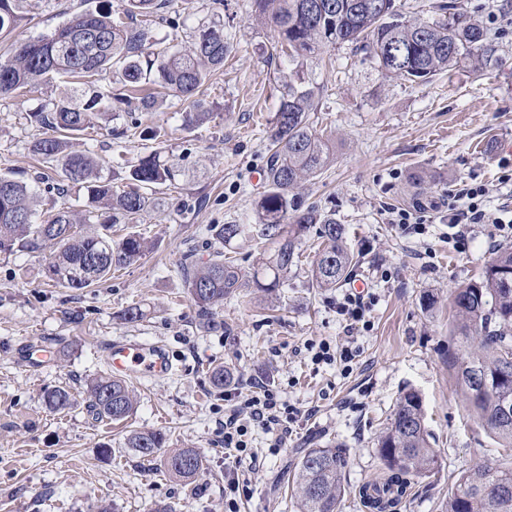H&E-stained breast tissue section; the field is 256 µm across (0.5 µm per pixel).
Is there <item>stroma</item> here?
<instances>
[{
	"mask_svg": "<svg viewBox=\"0 0 512 512\" xmlns=\"http://www.w3.org/2000/svg\"><path fill=\"white\" fill-rule=\"evenodd\" d=\"M210 2L172 0L166 20L154 24L162 37L186 16H211L232 35L223 69L203 87L210 119L184 126L182 103L116 112L96 136L99 154L113 163L114 188L127 183L122 158L152 146L132 131L135 122L162 128L166 149L196 174L180 188H157L161 206L135 226L151 251L85 291L51 286L42 255H0V512H98L102 505L109 512H150L157 501L172 512H226L224 488L234 478L247 483L236 497L239 512H296L283 478L305 449L330 442L349 454L343 512H363L356 491L382 473L378 437L408 389L422 397L438 466L416 480L399 512H444L462 474L482 464H512V453L468 416L448 372V351L457 343L451 291L482 276L498 248L512 246V234L495 225L470 224L460 248L448 226V203L463 182L486 188L487 210L512 207V189L501 181L512 174V0H460L464 9H478L495 40L497 64L478 70L465 65L416 85L382 77L350 45L304 60L306 83L320 90L314 120L335 155L299 193L345 225L346 246L359 262L339 287L316 288L317 238L307 234L301 264L274 298L258 291L249 303L225 298L218 327L205 331L178 265L190 252L208 256L211 226L252 215L265 190L252 175L264 167L268 120L289 73L248 0H224L216 13ZM84 8L83 0H22L16 36L54 32ZM502 27L509 34L501 39ZM68 89L57 82L0 98V174L56 181L55 171L28 152L36 129L27 114ZM401 209L424 213V233L393 223ZM358 285L370 304L369 326L350 334L336 301ZM429 294L437 299L430 309ZM134 304L145 318L123 321ZM118 339L162 344L175 369L135 382L136 409L115 423L94 416L84 391L90 379L108 373L103 344ZM26 341L50 353L38 371L21 364ZM323 341L352 348L350 370L313 361L311 348ZM217 365L231 374L221 387L211 377ZM252 378L265 379L298 417L281 440L252 429L251 451L237 459L224 446V412ZM57 386L75 395L61 413L43 400ZM132 430H159L168 447L196 449L202 474L189 483L170 478L163 455L147 462L128 448ZM104 447L109 456L101 455Z\"/></svg>",
	"mask_w": 512,
	"mask_h": 512,
	"instance_id": "obj_1",
	"label": "stroma"
}]
</instances>
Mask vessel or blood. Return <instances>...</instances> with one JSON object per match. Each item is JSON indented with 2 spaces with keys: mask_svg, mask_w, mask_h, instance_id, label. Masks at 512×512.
Returning <instances> with one entry per match:
<instances>
[{
  "mask_svg": "<svg viewBox=\"0 0 512 512\" xmlns=\"http://www.w3.org/2000/svg\"><path fill=\"white\" fill-rule=\"evenodd\" d=\"M113 376L142 379L161 378L173 370L163 345L140 341H108L104 347Z\"/></svg>",
  "mask_w": 512,
  "mask_h": 512,
  "instance_id": "vessel-or-blood-1",
  "label": "vessel or blood"
}]
</instances>
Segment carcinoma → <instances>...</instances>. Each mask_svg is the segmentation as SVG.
I'll return each mask as SVG.
<instances>
[{
	"label": "carcinoma",
	"instance_id": "obj_1",
	"mask_svg": "<svg viewBox=\"0 0 512 512\" xmlns=\"http://www.w3.org/2000/svg\"><path fill=\"white\" fill-rule=\"evenodd\" d=\"M20 0H0V38L20 26ZM124 7L88 9L49 36L14 43L0 58V97L18 96L59 80L69 93L50 98L28 112L38 134L29 152L58 174L55 190L64 199L77 188L85 208L62 203L48 213L36 208L40 186L0 175V254L40 253L48 256L47 277L59 288L84 290L108 279L112 270L131 265L151 250L140 234L128 232L112 242V227L133 224L157 205L147 189L177 187L185 178L179 159L159 145L124 161L128 184L115 190L102 158L92 143L71 150L72 140L88 135L121 111L138 103L150 111L158 99L189 105L187 124H201L210 112L201 88L224 66L230 42L224 26L198 21L191 41L178 34L159 39L137 15L165 13L171 0H122ZM440 17L425 20L401 12L396 0H252L256 18L271 25L273 38L288 62L300 61L341 44H351L373 61L383 77L426 83L461 65H492L495 50L486 44L479 20L456 3L438 6ZM127 94L112 96V74ZM318 91L300 71L288 75V91L270 119L266 147V190L256 202L251 224H218L213 236L219 247L205 260L190 255L178 272L193 304L200 327L215 326L216 308L249 286L271 296L300 261L298 241L316 229L318 249L313 278L319 288H335L357 264L345 244L343 224L306 206L295 189L319 175L333 157L329 139L314 126ZM271 240L275 248L261 268L245 274L229 248L251 234ZM461 342L448 352V368L461 396L482 425L505 448L512 449V247L500 248L483 275L453 294ZM90 408L102 420L123 421L135 408V393L123 379L100 376L87 386ZM49 409L62 412L73 396L65 387L44 394ZM158 430L134 431L128 447L152 459L165 447ZM377 452L382 477L366 483L358 497L366 512H397L415 478L431 472L437 455L429 441L422 398L403 392ZM169 475L179 481L196 479L202 461L193 448H175L165 458ZM347 450L339 444L308 448L288 478L298 512H340L347 493ZM445 512H512V467L483 464L463 474L448 494Z\"/></svg>",
	"mask_w": 512,
	"mask_h": 512
}]
</instances>
